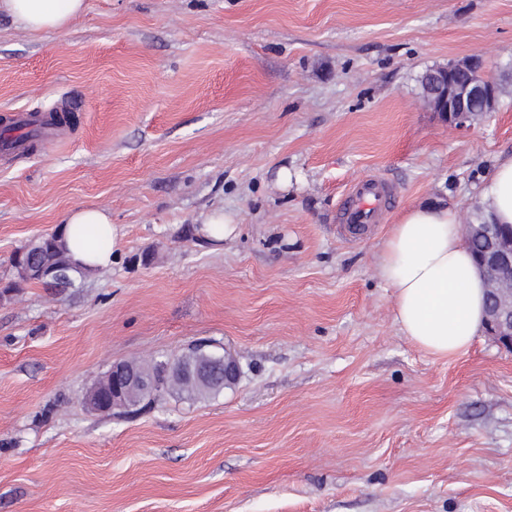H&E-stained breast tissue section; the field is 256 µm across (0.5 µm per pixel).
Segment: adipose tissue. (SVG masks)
Returning <instances> with one entry per match:
<instances>
[{"mask_svg":"<svg viewBox=\"0 0 512 512\" xmlns=\"http://www.w3.org/2000/svg\"><path fill=\"white\" fill-rule=\"evenodd\" d=\"M85 8V0H0V13L33 33L67 28ZM477 204L486 223L512 224V156L497 162ZM59 233L81 267L111 265L117 230L109 211L71 210ZM380 271L393 290L395 322L412 343L442 358L472 346L483 327L485 284L453 208L422 203L407 210L388 230Z\"/></svg>","mask_w":512,"mask_h":512,"instance_id":"ef3b65f1","label":"adipose tissue"}]
</instances>
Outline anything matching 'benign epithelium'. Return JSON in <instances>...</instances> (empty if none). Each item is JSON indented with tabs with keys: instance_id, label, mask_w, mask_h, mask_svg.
Returning a JSON list of instances; mask_svg holds the SVG:
<instances>
[{
	"instance_id": "benign-epithelium-1",
	"label": "benign epithelium",
	"mask_w": 512,
	"mask_h": 512,
	"mask_svg": "<svg viewBox=\"0 0 512 512\" xmlns=\"http://www.w3.org/2000/svg\"><path fill=\"white\" fill-rule=\"evenodd\" d=\"M431 107L443 120L456 126L466 123V113L455 112L448 103V73L437 76L434 82ZM465 238L471 243L485 240L477 266L484 275L488 299L484 328L487 335L508 352H512V226L501 229L494 224H465ZM156 385L143 377L122 369L112 370V393L94 395L92 403L103 412L135 400L140 391Z\"/></svg>"
}]
</instances>
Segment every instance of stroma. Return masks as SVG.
Returning <instances> with one entry per match:
<instances>
[{"label": "stroma", "instance_id": "1", "mask_svg": "<svg viewBox=\"0 0 512 512\" xmlns=\"http://www.w3.org/2000/svg\"><path fill=\"white\" fill-rule=\"evenodd\" d=\"M468 56L512 76V0H87L40 34L1 13L0 131L83 110L0 163V285L73 208L117 239L73 287L0 298V512H512V353L423 352L379 270L407 209L473 218L512 154V96L462 128L423 101ZM372 175L396 201L348 239ZM200 343L240 364L219 395L85 405L113 364Z\"/></svg>", "mask_w": 512, "mask_h": 512}]
</instances>
